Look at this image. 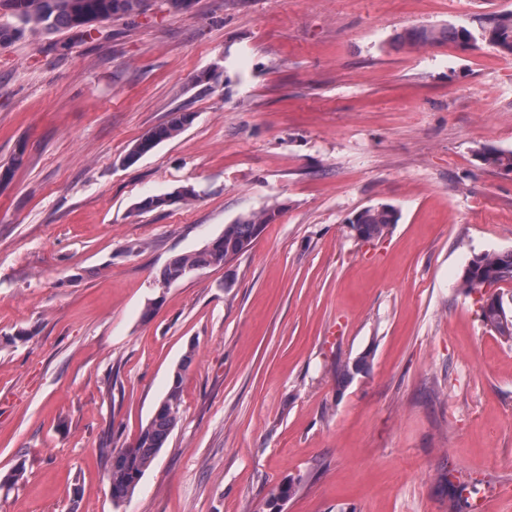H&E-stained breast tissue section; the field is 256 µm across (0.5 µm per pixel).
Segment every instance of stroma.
<instances>
[{
  "label": "stroma",
  "mask_w": 512,
  "mask_h": 512,
  "mask_svg": "<svg viewBox=\"0 0 512 512\" xmlns=\"http://www.w3.org/2000/svg\"><path fill=\"white\" fill-rule=\"evenodd\" d=\"M512 0H195L0 47V512H512V341L457 281L512 250V57L414 48ZM219 68L223 82L196 84ZM175 112L193 124L132 166ZM187 187V202L137 204ZM388 204L377 240L350 219ZM277 207L224 266L175 255ZM367 357L341 382L337 363ZM181 372V419L114 504ZM477 155L483 165L497 170L507 169L512 172V151L500 150L494 147L484 146L480 148ZM181 372H175L172 384L156 407L148 424L130 448H103L110 463L109 480L112 501L119 505L131 498L145 472L165 448L180 420Z\"/></svg>",
  "instance_id": "1"
}]
</instances>
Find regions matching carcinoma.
Wrapping results in <instances>:
<instances>
[{"mask_svg":"<svg viewBox=\"0 0 512 512\" xmlns=\"http://www.w3.org/2000/svg\"><path fill=\"white\" fill-rule=\"evenodd\" d=\"M5 3L11 22L0 23V46L9 45L26 32L47 34L60 29L75 31L82 38L96 32L84 25V18L94 14L111 21L132 17L145 11L148 0H0ZM398 42L417 47L451 42L462 49L480 40L504 56H512V11L489 13L479 19V27L448 25L441 28L412 27L395 36ZM195 120L192 112H174L170 119L139 139L123 157L127 166L135 164L163 141L173 139L190 127ZM477 155L482 164L497 170L512 172V151L484 146ZM276 210L262 209L237 218L224 227V233L211 240L203 249L174 256L161 274V282L170 284L187 276V270L222 266L246 252L259 236L262 227L274 221ZM398 211L390 205L369 206L359 210L351 219L361 235L368 241L380 238L393 224L398 223ZM512 281V251H488L472 257L469 268L462 272L459 288L471 292L485 283ZM486 326L506 339H512V316L499 315L494 310L481 308ZM182 382L181 371H176L172 384L156 407L148 424L141 430L136 443L130 448H104L110 463L109 480L112 501L120 504L131 498L145 472L164 448L180 420ZM25 462L21 461L5 473L0 472V489L9 490L24 478ZM295 486L287 481L269 501L270 512H280V503L288 500Z\"/></svg>","mask_w":512,"mask_h":512,"instance_id":"1","label":"carcinoma"}]
</instances>
